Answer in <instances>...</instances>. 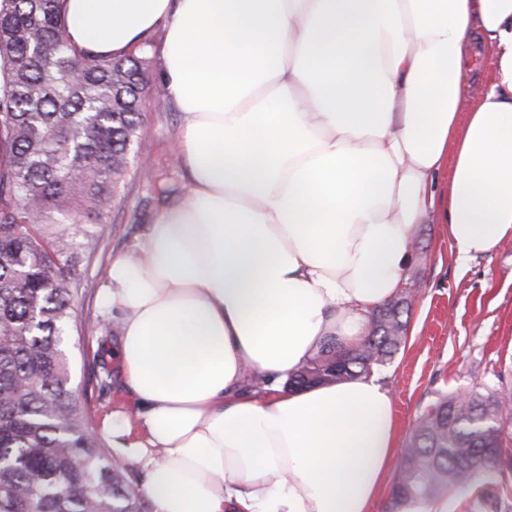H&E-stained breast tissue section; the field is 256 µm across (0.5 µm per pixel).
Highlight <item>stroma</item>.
I'll return each instance as SVG.
<instances>
[{
	"mask_svg": "<svg viewBox=\"0 0 512 512\" xmlns=\"http://www.w3.org/2000/svg\"><path fill=\"white\" fill-rule=\"evenodd\" d=\"M140 111L143 153L131 156L129 172L96 226L101 244L75 298L74 320L84 331L66 345L70 386L79 399L90 400L97 425L128 403L107 339L112 317L99 306L105 270L112 255L141 242L155 216L178 204L189 188L186 170L175 159L180 112L152 92L143 97ZM413 246L404 282L415 295L408 337L373 371L393 397L401 449L439 393L466 392L512 375V238L462 265L437 213L418 225ZM96 357L106 361L108 381L91 369L89 361Z\"/></svg>",
	"mask_w": 512,
	"mask_h": 512,
	"instance_id": "35a3bbf8",
	"label": "stroma"
}]
</instances>
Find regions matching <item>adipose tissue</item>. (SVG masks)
Here are the masks:
<instances>
[{
  "instance_id": "adipose-tissue-1",
  "label": "adipose tissue",
  "mask_w": 512,
  "mask_h": 512,
  "mask_svg": "<svg viewBox=\"0 0 512 512\" xmlns=\"http://www.w3.org/2000/svg\"><path fill=\"white\" fill-rule=\"evenodd\" d=\"M62 16L91 59L164 29L183 115L189 191L102 286L133 403L103 422L113 457L153 512H373L388 389L285 383L399 292L445 166L458 260L512 237V0H64ZM476 29L497 67L470 106Z\"/></svg>"
}]
</instances>
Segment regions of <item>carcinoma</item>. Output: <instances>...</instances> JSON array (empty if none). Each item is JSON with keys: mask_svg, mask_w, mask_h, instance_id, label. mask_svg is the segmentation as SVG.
Wrapping results in <instances>:
<instances>
[{"mask_svg": "<svg viewBox=\"0 0 512 512\" xmlns=\"http://www.w3.org/2000/svg\"><path fill=\"white\" fill-rule=\"evenodd\" d=\"M62 0H0V512H144L69 386L62 348L73 298L98 250L91 227L128 173L150 83L134 55L83 57ZM409 292L369 320L364 340L330 343L290 388L368 376L406 341ZM442 393L396 461L386 512L476 487L512 469V387Z\"/></svg>", "mask_w": 512, "mask_h": 512, "instance_id": "carcinoma-1", "label": "carcinoma"}]
</instances>
